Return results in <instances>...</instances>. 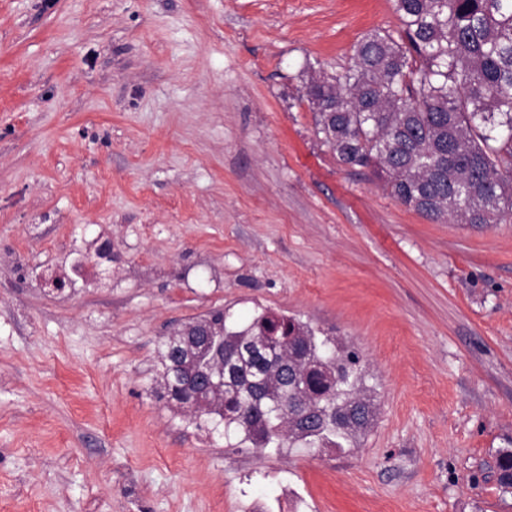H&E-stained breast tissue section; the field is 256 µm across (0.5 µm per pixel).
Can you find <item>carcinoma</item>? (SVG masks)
I'll list each match as a JSON object with an SVG mask.
<instances>
[{"mask_svg": "<svg viewBox=\"0 0 512 512\" xmlns=\"http://www.w3.org/2000/svg\"><path fill=\"white\" fill-rule=\"evenodd\" d=\"M400 28L373 30L340 76L310 75L305 96L317 133L339 163L370 166L403 205L430 220H512V0H394ZM224 325L194 370L182 343L159 345L160 397L224 437L261 451L357 447L374 407L358 352L294 317L263 311ZM512 489V451L498 459Z\"/></svg>", "mask_w": 512, "mask_h": 512, "instance_id": "carcinoma-1", "label": "carcinoma"}]
</instances>
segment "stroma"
Here are the masks:
<instances>
[{
	"mask_svg": "<svg viewBox=\"0 0 512 512\" xmlns=\"http://www.w3.org/2000/svg\"><path fill=\"white\" fill-rule=\"evenodd\" d=\"M393 0H0V512H512V222L436 223L303 96ZM111 257L95 254L101 241ZM224 308L359 352L345 454L233 448L154 394Z\"/></svg>",
	"mask_w": 512,
	"mask_h": 512,
	"instance_id": "obj_1",
	"label": "stroma"
}]
</instances>
